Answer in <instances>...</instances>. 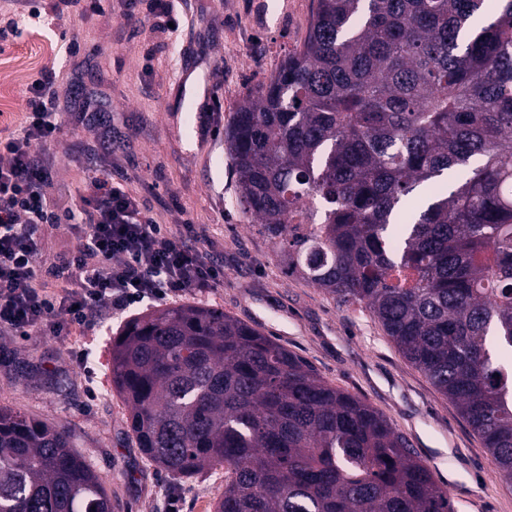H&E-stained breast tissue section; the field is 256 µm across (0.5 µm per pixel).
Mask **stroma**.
<instances>
[{
  "label": "stroma",
  "mask_w": 512,
  "mask_h": 512,
  "mask_svg": "<svg viewBox=\"0 0 512 512\" xmlns=\"http://www.w3.org/2000/svg\"><path fill=\"white\" fill-rule=\"evenodd\" d=\"M315 0H188L176 32L143 31L123 17L124 0L77 19L64 0H44L40 17L20 0H0V18L18 16L22 34L0 63L35 57L27 78L0 81L11 101L0 130L25 116L28 78L42 67L69 98L79 80L112 123L111 151L96 129L64 114V133L48 148L57 208L77 204L87 185L84 157L124 178L152 217L169 230L192 221L202 246L224 264L222 288L171 297V304L223 310L309 362L330 384L360 396L411 442L456 512H512V487L490 454L424 374L407 362L364 305L343 306L288 271L287 262L239 203L221 135L238 103L302 48ZM77 40L78 54L68 43ZM209 79L213 98L189 111L188 76ZM116 314L82 336L0 333V408L71 432L75 449L105 480L119 512H203L224 489L219 469L177 481L137 447L127 411L112 390Z\"/></svg>",
  "instance_id": "35a3bbf8"
}]
</instances>
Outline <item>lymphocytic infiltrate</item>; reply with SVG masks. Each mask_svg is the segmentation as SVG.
<instances>
[{
    "label": "lymphocytic infiltrate",
    "mask_w": 512,
    "mask_h": 512,
    "mask_svg": "<svg viewBox=\"0 0 512 512\" xmlns=\"http://www.w3.org/2000/svg\"><path fill=\"white\" fill-rule=\"evenodd\" d=\"M54 82L45 70L28 83L23 122L0 137V330L66 336L108 311L222 286L224 266L202 248L196 225L166 231L95 163L86 165L89 184L78 203L53 208L45 151L64 129ZM57 224L76 244L45 267V233Z\"/></svg>",
    "instance_id": "lymphocytic-infiltrate-1"
}]
</instances>
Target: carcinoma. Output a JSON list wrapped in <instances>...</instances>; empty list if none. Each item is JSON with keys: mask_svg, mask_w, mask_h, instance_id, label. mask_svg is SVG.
Segmentation results:
<instances>
[{"mask_svg": "<svg viewBox=\"0 0 512 512\" xmlns=\"http://www.w3.org/2000/svg\"><path fill=\"white\" fill-rule=\"evenodd\" d=\"M224 141L288 267L365 305L512 487V0H317ZM111 375L166 475L224 468L214 512H455L382 414L220 310L134 315ZM117 509L65 426L0 408V512Z\"/></svg>", "mask_w": 512, "mask_h": 512, "instance_id": "cac0c4a2", "label": "carcinoma"}]
</instances>
